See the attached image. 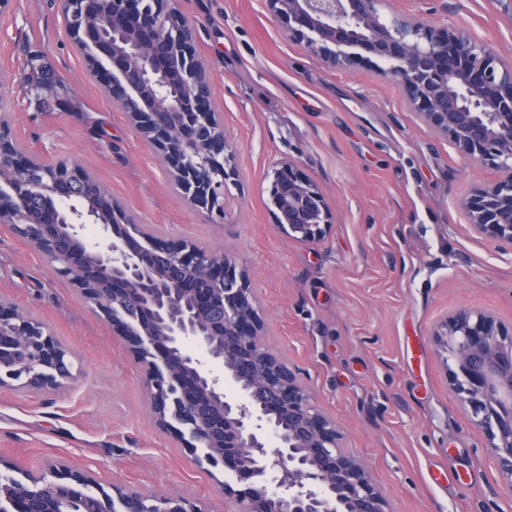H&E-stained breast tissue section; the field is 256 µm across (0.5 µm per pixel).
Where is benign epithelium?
<instances>
[{
  "label": "benign epithelium",
  "instance_id": "7a95c632",
  "mask_svg": "<svg viewBox=\"0 0 512 512\" xmlns=\"http://www.w3.org/2000/svg\"><path fill=\"white\" fill-rule=\"evenodd\" d=\"M286 30L305 40L336 69L363 61L378 67L402 91L409 108L461 157L490 166L502 177L474 187L459 207L473 230L512 244V62L463 29L421 22L394 12L387 0H266ZM69 33L80 46L106 39L112 67L94 72L105 88L138 85L140 100L125 109L134 127L162 154L181 182L188 203L220 209L224 185L235 180L233 144L224 123L212 119L209 77L192 49L195 31L171 0H112L105 30L89 25L80 0H62ZM183 61L181 93H167L162 64ZM11 127L0 125V180L12 182L21 207L58 197L54 224L38 225L31 243L77 288L126 342L141 364L153 418L177 433L210 465L233 471L246 487L237 512H390L367 463L343 446L336 422L313 403L298 372L263 342L264 322L236 263L202 253L187 240L156 238L139 249L110 224L76 206L84 172L67 165L61 178L31 180L26 160L12 155ZM270 193L283 199L277 223L306 238L322 232L330 213L315 186L291 162L272 170ZM91 258V271L76 264L67 246ZM174 272L162 275L161 265ZM210 282L224 297L214 302L192 285ZM435 344L463 410L491 438V454L512 495V330L493 316L458 310L440 321ZM70 349L30 314L0 301V389L21 380L55 390L72 378ZM66 482L33 487L17 512H59V499L83 496L93 476L64 462ZM113 495L92 512H201L178 496L153 497L112 486Z\"/></svg>",
  "mask_w": 512,
  "mask_h": 512
}]
</instances>
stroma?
<instances>
[{"label": "stroma", "mask_w": 512, "mask_h": 512, "mask_svg": "<svg viewBox=\"0 0 512 512\" xmlns=\"http://www.w3.org/2000/svg\"><path fill=\"white\" fill-rule=\"evenodd\" d=\"M196 30L239 176L224 208L193 209L157 151L92 77L61 0L0 17V103L24 155L91 174L140 224L235 261L270 348L341 427L392 512H512L488 436L474 428L433 342L472 307L512 324V245L476 235L456 205L497 170L458 156L361 64L331 67L290 38L265 0H176ZM462 28L512 60V0H390ZM290 161L332 218L316 237L277 223L271 170ZM0 300L75 352L55 392L0 390V472L46 476L57 459L104 490L123 483L234 512L240 485L156 427L139 363L55 263L0 224Z\"/></svg>", "instance_id": "obj_1"}]
</instances>
